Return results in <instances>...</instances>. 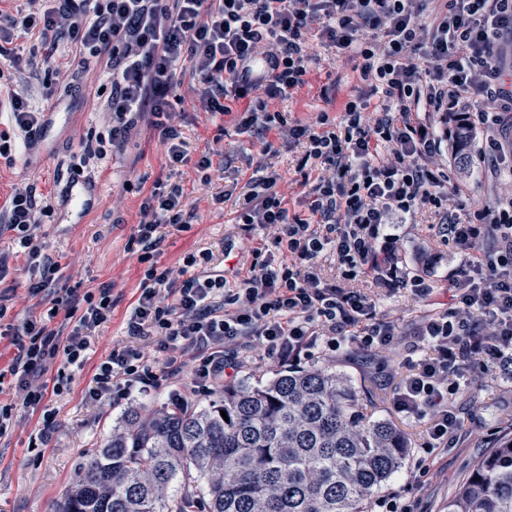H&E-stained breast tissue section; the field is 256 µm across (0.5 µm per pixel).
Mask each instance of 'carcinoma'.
<instances>
[{
    "label": "carcinoma",
    "instance_id": "cac0c4a2",
    "mask_svg": "<svg viewBox=\"0 0 512 512\" xmlns=\"http://www.w3.org/2000/svg\"><path fill=\"white\" fill-rule=\"evenodd\" d=\"M407 449L363 414L345 374L280 370L205 405L129 409L53 512H369ZM448 512H512V438L476 462Z\"/></svg>",
    "mask_w": 512,
    "mask_h": 512
}]
</instances>
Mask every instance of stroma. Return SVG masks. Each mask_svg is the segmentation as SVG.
Returning <instances> with one entry per match:
<instances>
[{"label": "stroma", "instance_id": "stroma-1", "mask_svg": "<svg viewBox=\"0 0 512 512\" xmlns=\"http://www.w3.org/2000/svg\"><path fill=\"white\" fill-rule=\"evenodd\" d=\"M57 66L74 77L71 91L47 85L44 77L28 74L14 78L0 88V100L9 92L24 95L43 109L49 122L47 136L36 149H19L11 168L0 167V205L14 188L34 186L37 195L51 196L54 210L43 218L36 230L38 240L56 257L62 267L60 283L84 290L111 285L116 305L112 317L91 336L89 360L75 375L70 392L53 398L57 427L44 448L34 447L40 429L38 414L19 410L15 425L7 437L0 439V512H51L64 488L72 481L80 462L100 447L123 416L125 406L94 401L85 393L92 385L95 368L112 347H138L139 342L125 332L130 305L136 297L142 267L136 256L127 253L126 241L138 220L141 197L130 191V184L154 181L168 172L163 146L149 128H141L136 138L122 152L90 161L82 172H75L88 134L103 132L107 115L100 103L101 91L109 89L104 63L88 60L79 65L73 49L59 44L54 53ZM358 86L352 63L340 60L331 67H319L312 74V85L292 98L280 102V111L290 119L304 122L327 103L340 106ZM175 94V106L188 114L183 128L190 164L179 166L175 179L186 194V202L196 209L197 220L190 231L168 235L162 246L159 264L175 266L185 254H209L211 265H223L227 242L257 247L264 244L268 231L261 226L246 228L236 217L250 191L256 168L265 174L280 176L288 188V207L301 211L305 178L318 171L305 160V142L275 140L274 152L262 154L257 135L239 133L235 116L216 122L209 113L196 110V83L183 75ZM502 146L501 155L488 151L490 141ZM207 150L214 151L210 172L197 171L195 158ZM512 154V122L503 121L493 130H478L467 151L468 164L449 163L448 175L459 189L450 211L453 218L466 221L475 207H491L507 192L500 168L502 156ZM94 182L100 195L82 221L69 213L64 190L73 176ZM224 201L213 204L212 194ZM435 210L416 213L408 230L409 237L422 250V258L431 262L438 278L434 299H449L448 246L432 237L429 227L438 223ZM0 257L7 261V273L0 279V298L15 321L39 314L45 303L28 294L25 257L14 242L13 232L0 233ZM330 365L346 374L361 395L364 414L372 419L392 422L405 436L409 452L402 470L391 480L388 489L403 499L417 501L419 512H447L448 501L458 491L475 462L502 438L512 435V428L501 426L500 415L511 402L503 399L502 373L489 369L453 398L456 412L464 424L451 448L424 454L427 424L398 413L395 397L409 373L408 366L395 365L384 372L357 351L330 358ZM428 456L438 472L436 478L418 484L407 483V470L419 456Z\"/></svg>", "mask_w": 512, "mask_h": 512}]
</instances>
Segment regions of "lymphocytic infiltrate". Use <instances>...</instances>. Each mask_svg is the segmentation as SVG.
Instances as JSON below:
<instances>
[{"label":"lymphocytic infiltrate","instance_id":"obj_1","mask_svg":"<svg viewBox=\"0 0 512 512\" xmlns=\"http://www.w3.org/2000/svg\"><path fill=\"white\" fill-rule=\"evenodd\" d=\"M41 0L38 8H0V58L15 71L53 73L50 55L21 56L15 34H37L55 47L67 41L105 60L112 72L104 103L105 133L86 144L85 159L123 150L140 131L157 133L169 168L213 165L212 152L189 160L185 112L172 98L178 71L189 67L198 102L212 117L244 103L243 131H276L307 144V159L323 169L305 193L304 212H290L278 176L253 180L237 221L272 232L276 258L251 248L250 263L232 271L187 275L197 263L158 269L167 230H190L196 217L181 184L156 180L139 206L126 249L143 264L140 294L126 320L136 348L116 347L101 361L91 399L119 403L133 390L188 379L196 394L236 376L256 354L298 364L355 349L387 360L401 341L398 320L353 280L387 291L432 295L426 274L407 261L401 226L424 208L440 209L457 196L444 171L447 133L431 115L469 127L500 124L512 112V75L495 46L512 36V0ZM329 63L352 61L368 94L349 97L338 118L328 110L308 123L273 110L309 83L318 49ZM382 93L371 104L370 93ZM11 127L0 130V162L13 166L16 142L34 148L47 122L27 98H7ZM50 201L33 186L11 192L0 205V228L15 232L27 253L28 293L49 299L45 312L15 323L0 303V339L14 349L0 368L16 398L0 402V438L11 432L17 408L37 412L40 443L56 425L52 398L68 392L88 359L90 337L112 316V290L60 288L59 261L37 242L35 230ZM437 234L461 254L448 278L454 302L424 312L408 347L411 372L398 395L400 412L426 420L428 449L447 447L458 427L452 399L465 371L496 363L512 367V195L497 208H479L468 222L440 223ZM494 236L493 253L481 252ZM334 260L340 280L322 276Z\"/></svg>","mask_w":512,"mask_h":512}]
</instances>
